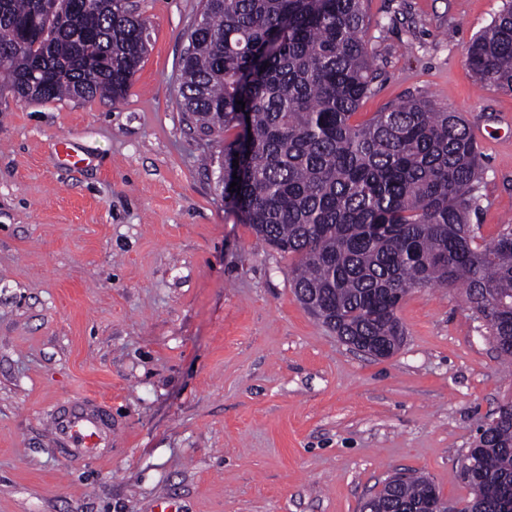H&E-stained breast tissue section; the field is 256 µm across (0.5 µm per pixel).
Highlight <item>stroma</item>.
<instances>
[{"label": "stroma", "instance_id": "obj_1", "mask_svg": "<svg viewBox=\"0 0 512 512\" xmlns=\"http://www.w3.org/2000/svg\"><path fill=\"white\" fill-rule=\"evenodd\" d=\"M503 3L365 2L378 78L355 119L420 97L481 128L480 241L512 218V92L466 51ZM133 5L150 45L123 99L0 91V512H359L398 472L466 501L464 457L512 398L483 322L456 289H414L403 346L374 359L308 313L185 121L201 0ZM73 396L111 407V456L53 448L46 414Z\"/></svg>", "mask_w": 512, "mask_h": 512}]
</instances>
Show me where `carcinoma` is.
Masks as SVG:
<instances>
[{"instance_id": "1", "label": "carcinoma", "mask_w": 512, "mask_h": 512, "mask_svg": "<svg viewBox=\"0 0 512 512\" xmlns=\"http://www.w3.org/2000/svg\"><path fill=\"white\" fill-rule=\"evenodd\" d=\"M202 2L181 62L182 108L224 142V200L292 257L300 301L343 343L395 351L405 330L388 308L399 294L457 288L511 364L512 224L489 242L471 235L481 169L463 118L411 97L352 121L378 77L362 0ZM147 44L126 0H58L53 11L0 0V77L18 100H117ZM467 65L481 84L512 91V0L474 37ZM471 456L485 468L475 481L461 472L472 493L463 512H512V419ZM435 492L404 474L361 512L421 510Z\"/></svg>"}]
</instances>
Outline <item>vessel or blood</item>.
Wrapping results in <instances>:
<instances>
[{
	"label": "vessel or blood",
	"instance_id": "b4317fda",
	"mask_svg": "<svg viewBox=\"0 0 512 512\" xmlns=\"http://www.w3.org/2000/svg\"><path fill=\"white\" fill-rule=\"evenodd\" d=\"M46 426L55 442L66 448H99L112 441V416L106 406L74 399L55 408Z\"/></svg>",
	"mask_w": 512,
	"mask_h": 512
}]
</instances>
